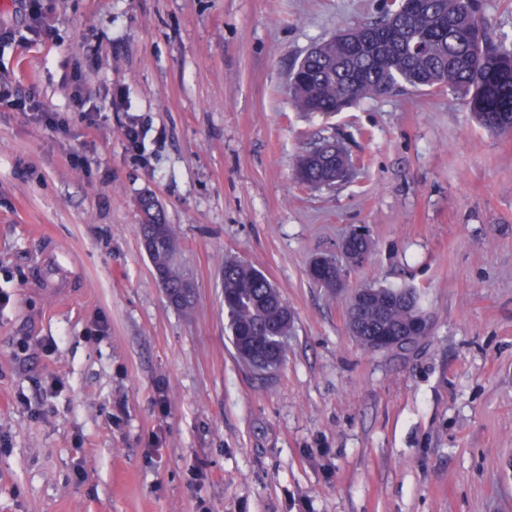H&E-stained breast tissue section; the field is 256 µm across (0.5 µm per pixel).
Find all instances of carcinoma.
<instances>
[{
    "mask_svg": "<svg viewBox=\"0 0 512 512\" xmlns=\"http://www.w3.org/2000/svg\"><path fill=\"white\" fill-rule=\"evenodd\" d=\"M457 92L485 128L512 131V50L491 45L477 0H424L419 12L400 3L384 6L379 19L342 30L315 45L294 68L288 95L301 112L332 114L356 101L403 87ZM349 157L336 140L324 138L296 163V176L319 187L336 175ZM146 222L161 225L160 239L148 251L156 269L170 267L173 235L163 211ZM313 282L334 289L330 271L313 260ZM364 302L357 341L375 350V336H410L417 345L424 313L414 288L363 289ZM224 312L237 352L281 364L286 358L283 333L290 331V310L279 291L245 261H224Z\"/></svg>",
    "mask_w": 512,
    "mask_h": 512,
    "instance_id": "carcinoma-1",
    "label": "carcinoma"
}]
</instances>
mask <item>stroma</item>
I'll list each match as a JSON object with an SVG mask.
<instances>
[{
	"label": "stroma",
	"mask_w": 512,
	"mask_h": 512,
	"mask_svg": "<svg viewBox=\"0 0 512 512\" xmlns=\"http://www.w3.org/2000/svg\"><path fill=\"white\" fill-rule=\"evenodd\" d=\"M41 4L46 37L0 12V82L66 120L0 108V512H512V132L450 91L291 106V69L383 0ZM328 137L349 179L299 183ZM147 195L190 311L141 243ZM227 257L294 315L273 371L228 338ZM317 257L341 290L310 280ZM386 286L430 317L404 354L348 329L351 294ZM155 271L158 281L161 283L162 287L165 290L167 299L173 306L175 305L176 300L180 301L186 298H190L189 288H187V286L183 282L176 279L172 272L167 273L159 272L157 270ZM175 286L177 288H174ZM177 294L178 297L175 296Z\"/></svg>",
	"instance_id": "obj_1"
}]
</instances>
